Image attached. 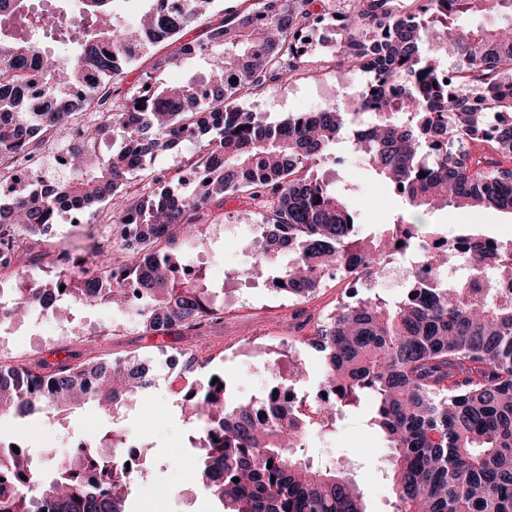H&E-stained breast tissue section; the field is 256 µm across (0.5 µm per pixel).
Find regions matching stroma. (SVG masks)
<instances>
[{"instance_id": "35a3bbf8", "label": "stroma", "mask_w": 512, "mask_h": 512, "mask_svg": "<svg viewBox=\"0 0 512 512\" xmlns=\"http://www.w3.org/2000/svg\"><path fill=\"white\" fill-rule=\"evenodd\" d=\"M362 71L345 66L342 56L328 58L323 69L296 76L287 84L272 83L250 97L246 106L261 120L278 123L288 116L309 112L330 90H343L366 82ZM340 164L325 163L317 173L353 188L362 230L369 231L391 223L398 211L396 198L379 178L363 166L358 156L340 149ZM425 223L439 225L444 237L453 240L462 229L470 228L502 243L512 242V214L484 209L479 211L448 208L423 213ZM261 216L258 208L244 198H225L223 205H211L197 222L196 233L214 258L201 266L206 284L223 287L232 304L220 319L197 330L180 326L162 333L147 331L133 316L108 306H74L67 319L33 315L26 328L0 342V354L29 363L96 349L107 359L138 355L152 360L157 368L150 388L140 393L122 424L129 441L146 455L145 476L131 488L127 500L130 512H217L218 505L197 482V454L189 448V415L176 402V391L184 379L203 377L204 369L190 370L187 378L167 379L164 360L194 345L199 361L209 360L211 369L223 371L232 382L236 400L261 401L275 382L277 372H289L293 363H302L308 388H315L322 376L318 356L301 349L291 353L280 346V332L291 336L310 334L314 323L336 306L347 286L343 280H328L307 299H296L272 291L267 284L251 286L233 279L230 269L239 267L243 247L258 235ZM236 224L232 236L213 238L215 225ZM110 208L88 214L80 225L62 215L52 235L32 242L21 267L35 280L47 278L51 255L74 249L90 241L111 243L113 234ZM371 403L338 420L334 428L311 437L305 454L313 462L324 460L349 464L360 487L367 512H393L394 498L388 478L389 450L383 435L371 428ZM112 420L89 402L62 420L0 419V438L23 439L31 448H54L65 452L78 437L94 439L110 431Z\"/></svg>"}]
</instances>
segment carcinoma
Returning a JSON list of instances; mask_svg holds the SVG:
<instances>
[{"mask_svg": "<svg viewBox=\"0 0 512 512\" xmlns=\"http://www.w3.org/2000/svg\"><path fill=\"white\" fill-rule=\"evenodd\" d=\"M143 2L136 29L114 0H84L83 24L68 30L32 0H0V154L20 163L79 113L86 117L68 148V181L0 192V250L12 252L0 257V318L21 308L53 315L67 302L108 303L136 311L154 332L198 327L224 302L201 275L172 274L182 265L177 249L193 242L195 223L214 200L241 193L264 213L261 239L232 276L304 299L328 269L361 279L398 262L408 265L409 284L395 301L348 290L311 335L291 340L294 349L321 354L322 380L263 422L255 403L228 401L222 373L177 393L193 423L198 482L219 512H366L354 479L304 455L311 434L364 398L374 402L370 425L391 449L394 512H512V299L496 288L512 281V243L487 247L477 235L463 236L471 246L450 278L448 250L422 252L435 231L409 221L412 211L434 212L441 202L512 213V0H418L407 14L387 0H349L353 8L336 16L337 25L361 35L345 37L343 55L370 75V93L274 125L241 102L311 71L292 41L314 0L232 11L202 43L183 32L212 0H186L182 11ZM488 9L511 21L476 31L456 24ZM135 43L172 50L156 60L149 86L118 98L112 80L132 62ZM190 60L202 69L188 82L160 79ZM70 84L97 95L72 103L60 90ZM29 85L42 86L44 110L29 109L22 94ZM107 125L119 142L91 164L93 132ZM192 133L205 191L176 173L133 180ZM345 140L400 201L397 219L372 233L359 230L351 189L315 175ZM109 204L121 227L115 245L64 251L52 276L24 280L20 259L33 238L51 233L71 206L90 213ZM282 251L291 258L276 267ZM151 371L135 356L0 362V417L50 418L91 400L114 424L41 466L28 449L0 445V473L23 475L34 488H0V512H127L133 481L103 449L126 443L119 415L151 386Z\"/></svg>", "mask_w": 512, "mask_h": 512, "instance_id": "obj_1", "label": "carcinoma"}]
</instances>
